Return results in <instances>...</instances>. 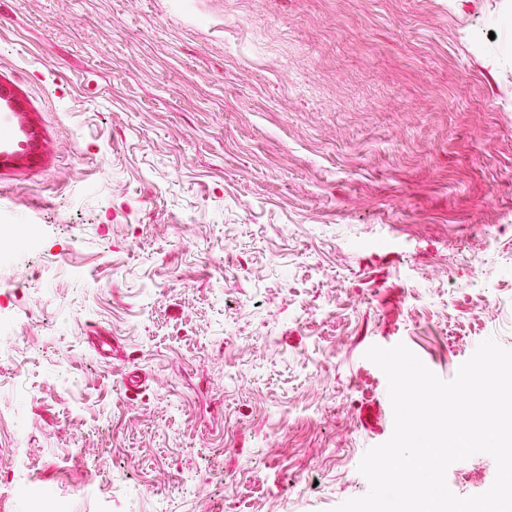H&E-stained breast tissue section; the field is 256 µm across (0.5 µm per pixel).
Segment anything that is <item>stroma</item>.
Returning <instances> with one entry per match:
<instances>
[{
	"instance_id": "obj_1",
	"label": "stroma",
	"mask_w": 512,
	"mask_h": 512,
	"mask_svg": "<svg viewBox=\"0 0 512 512\" xmlns=\"http://www.w3.org/2000/svg\"><path fill=\"white\" fill-rule=\"evenodd\" d=\"M0 87L40 138L0 227L41 229L0 248L1 484L331 512L393 432L371 346L512 349V0H0Z\"/></svg>"
}]
</instances>
